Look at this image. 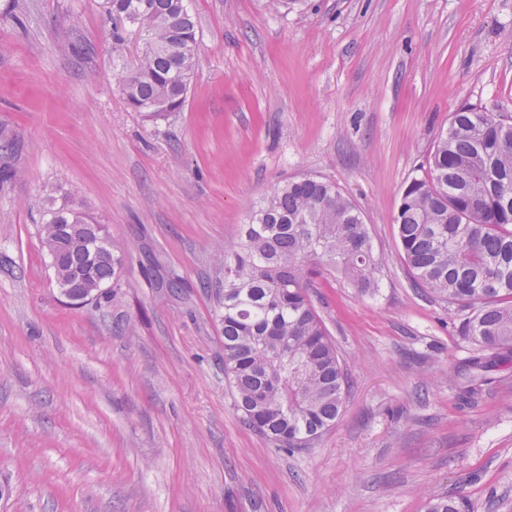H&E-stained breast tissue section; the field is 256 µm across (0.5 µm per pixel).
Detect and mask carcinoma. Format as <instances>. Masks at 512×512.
<instances>
[{
  "mask_svg": "<svg viewBox=\"0 0 512 512\" xmlns=\"http://www.w3.org/2000/svg\"><path fill=\"white\" fill-rule=\"evenodd\" d=\"M113 13L144 33L139 64L121 79L127 105L151 122L180 111L196 68L197 22L188 0H110ZM14 141L0 144V182ZM78 193L44 211L49 255L78 286L109 288L124 246L102 232L73 237L90 224ZM400 256L414 285L465 312L460 335L483 351L512 353V119L473 106L453 113L426 162L402 189L394 216ZM224 282L217 302L224 324V375L245 423L275 447L310 448L339 418L346 375L308 288L322 270H339L361 293L377 291L383 258L374 253L361 210L336 183L304 176L274 186L220 251ZM424 512H473L468 498L428 496Z\"/></svg>",
  "mask_w": 512,
  "mask_h": 512,
  "instance_id": "carcinoma-1",
  "label": "carcinoma"
}]
</instances>
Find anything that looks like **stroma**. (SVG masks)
I'll return each mask as SVG.
<instances>
[{
	"mask_svg": "<svg viewBox=\"0 0 512 512\" xmlns=\"http://www.w3.org/2000/svg\"><path fill=\"white\" fill-rule=\"evenodd\" d=\"M195 76L151 123L119 91L136 29L107 0H0V512H512V361L463 388L460 312L398 259L394 215L459 107L512 115V0H190ZM78 25H71V17ZM336 181L386 262L379 291L310 288L345 410L288 452L224 375L216 253L275 185ZM78 191L127 248L110 296L66 303L38 226ZM424 512H473L468 498L462 494L455 496H428L424 501Z\"/></svg>",
	"mask_w": 512,
	"mask_h": 512,
	"instance_id": "stroma-1",
	"label": "stroma"
}]
</instances>
